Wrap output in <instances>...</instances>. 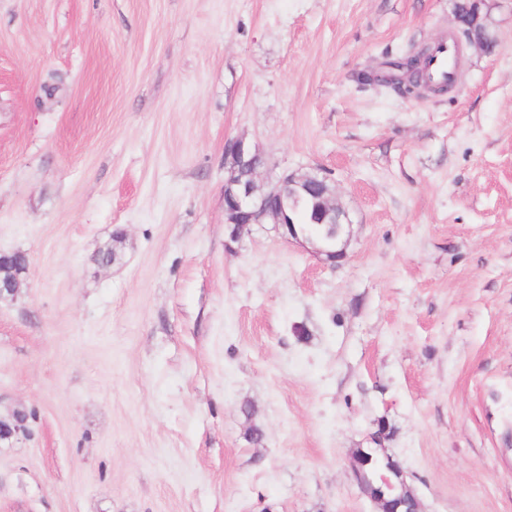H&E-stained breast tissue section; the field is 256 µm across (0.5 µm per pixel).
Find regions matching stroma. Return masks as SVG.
Listing matches in <instances>:
<instances>
[{
    "label": "stroma",
    "mask_w": 512,
    "mask_h": 512,
    "mask_svg": "<svg viewBox=\"0 0 512 512\" xmlns=\"http://www.w3.org/2000/svg\"><path fill=\"white\" fill-rule=\"evenodd\" d=\"M457 2L0 0V512H377L382 420L424 512H512V0L453 91L357 83ZM240 136L328 173L341 261L226 248Z\"/></svg>",
    "instance_id": "obj_1"
}]
</instances>
